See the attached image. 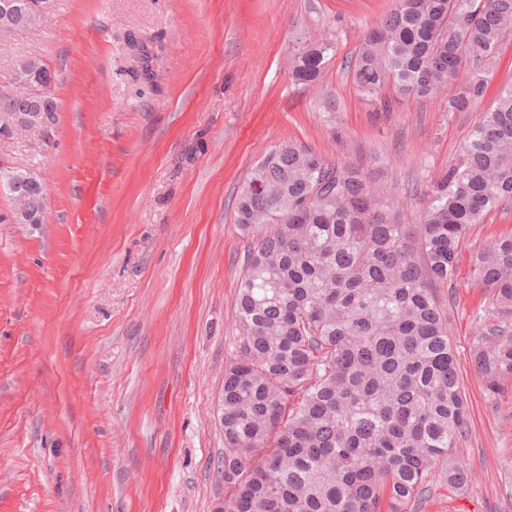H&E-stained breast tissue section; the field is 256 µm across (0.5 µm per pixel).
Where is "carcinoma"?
<instances>
[{"instance_id": "1", "label": "carcinoma", "mask_w": 512, "mask_h": 512, "mask_svg": "<svg viewBox=\"0 0 512 512\" xmlns=\"http://www.w3.org/2000/svg\"><path fill=\"white\" fill-rule=\"evenodd\" d=\"M0 25L30 26L55 0H10ZM512 0H392L349 66L355 86L392 111L467 71L448 111L466 112L487 89ZM333 39L290 57L294 78L316 81ZM50 82L24 57L0 77V113L32 127L53 121L51 95L18 97L15 80ZM7 178L13 214L41 209ZM412 221L393 212L392 190L362 167L281 141L252 168L233 221L248 240L236 297L240 355L224 372V512H407L442 474L467 431L451 307L469 228L512 203V86L497 92L457 158L416 192ZM491 295L477 317L471 359L490 386L512 378V234L472 256Z\"/></svg>"}]
</instances>
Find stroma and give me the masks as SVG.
I'll return each instance as SVG.
<instances>
[{
	"mask_svg": "<svg viewBox=\"0 0 512 512\" xmlns=\"http://www.w3.org/2000/svg\"><path fill=\"white\" fill-rule=\"evenodd\" d=\"M391 0H56L0 35L53 74L51 123L0 135V172L46 178L43 221L16 223L0 186V512H216L217 407L239 354L247 248L238 192L274 144L296 140L378 175L397 210L460 152L512 84V29L485 97L452 112L457 83L390 116L348 65ZM336 40L313 85L288 57ZM340 109L328 122L324 102ZM512 233V205L475 226L453 288L451 339L467 397L463 490L434 484L421 512H512V381L490 391L469 358L488 305L470 257Z\"/></svg>",
	"mask_w": 512,
	"mask_h": 512,
	"instance_id": "35a3bbf8",
	"label": "stroma"
}]
</instances>
